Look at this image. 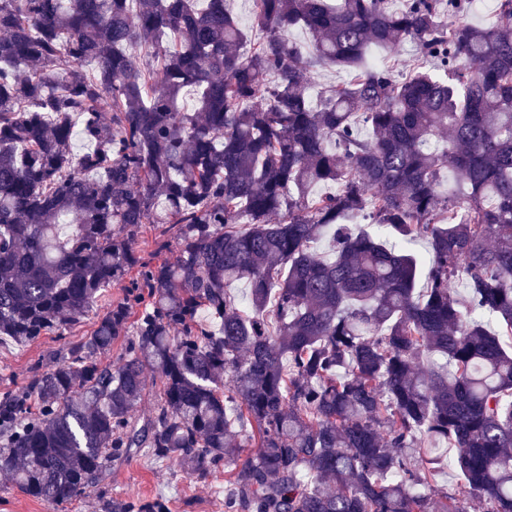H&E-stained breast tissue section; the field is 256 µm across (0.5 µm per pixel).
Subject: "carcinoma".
<instances>
[{"label":"carcinoma","instance_id":"cac0c4a2","mask_svg":"<svg viewBox=\"0 0 512 512\" xmlns=\"http://www.w3.org/2000/svg\"><path fill=\"white\" fill-rule=\"evenodd\" d=\"M393 2L254 0L249 47L225 0H0V343L61 336L129 279L0 393L23 493L70 503L146 448L232 467L224 512H512V0L491 28L474 0ZM406 42L409 74L368 63ZM325 65L347 77L314 102ZM142 224L178 227L176 263L138 255ZM346 77L345 73L336 66H325L311 73L305 91L315 95L322 88L337 83Z\"/></svg>","mask_w":512,"mask_h":512}]
</instances>
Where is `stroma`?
I'll return each instance as SVG.
<instances>
[{
  "instance_id": "obj_1",
  "label": "stroma",
  "mask_w": 512,
  "mask_h": 512,
  "mask_svg": "<svg viewBox=\"0 0 512 512\" xmlns=\"http://www.w3.org/2000/svg\"><path fill=\"white\" fill-rule=\"evenodd\" d=\"M102 308L66 330L50 334L27 345L0 344V391L24 382L33 367L49 364L68 344L87 336ZM229 491L223 472L198 479L173 462L157 463L147 449H132L108 466L102 481L83 497L59 508L33 499L14 487L0 473V512H112L124 502L165 501L167 512H224Z\"/></svg>"
}]
</instances>
